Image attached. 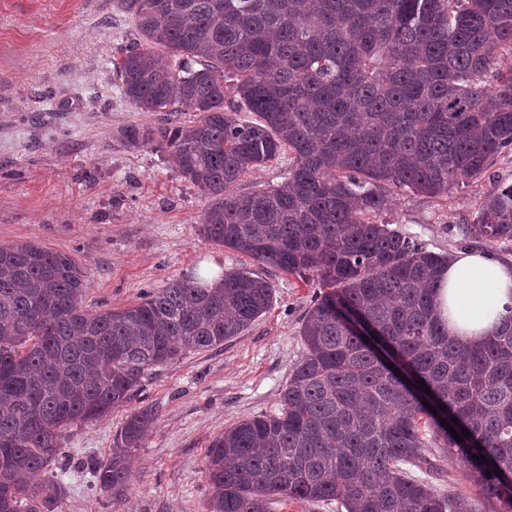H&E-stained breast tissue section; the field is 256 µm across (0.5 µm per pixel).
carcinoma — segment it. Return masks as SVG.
Instances as JSON below:
<instances>
[{
    "label": "carcinoma",
    "mask_w": 512,
    "mask_h": 512,
    "mask_svg": "<svg viewBox=\"0 0 512 512\" xmlns=\"http://www.w3.org/2000/svg\"><path fill=\"white\" fill-rule=\"evenodd\" d=\"M121 7L139 35L115 61L124 96L146 112L199 114L188 127L129 126L127 144L165 152L200 189L206 240L323 288L277 410L241 419L207 448L208 512H270L280 498L456 512L433 487L443 467L430 448L463 467L488 512H512V324L479 344L449 337L437 307L448 258L373 220L398 192L444 197L512 153V73H492L512 54V0ZM283 151L285 182L230 191ZM460 231L466 248L509 249L512 184L495 185ZM87 285L67 254L0 246V512H53L60 488L35 477L63 430L128 403L149 368L241 334L274 292L248 269L222 271L214 287L192 270L137 304L93 313L81 306ZM155 417L130 411L95 467L112 496L127 490V458ZM443 419L471 436L457 441Z\"/></svg>",
    "instance_id": "carcinoma-1"
}]
</instances>
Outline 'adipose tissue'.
Instances as JSON below:
<instances>
[{"label":"adipose tissue","mask_w":512,"mask_h":512,"mask_svg":"<svg viewBox=\"0 0 512 512\" xmlns=\"http://www.w3.org/2000/svg\"><path fill=\"white\" fill-rule=\"evenodd\" d=\"M449 336L476 344L512 321V260L461 250L448 259L438 290Z\"/></svg>","instance_id":"adipose-tissue-1"}]
</instances>
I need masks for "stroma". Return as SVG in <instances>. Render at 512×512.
<instances>
[{
  "instance_id": "1",
  "label": "stroma",
  "mask_w": 512,
  "mask_h": 512,
  "mask_svg": "<svg viewBox=\"0 0 512 512\" xmlns=\"http://www.w3.org/2000/svg\"><path fill=\"white\" fill-rule=\"evenodd\" d=\"M138 37L119 0H0V245L37 244L74 258L88 273L82 307L139 303L192 267L248 268L272 282L270 310L224 345L150 368L128 405L68 428L64 454L42 477L61 489L55 512H207L212 489L204 455L225 427L277 409L305 352L301 323L315 284L215 245L198 226L208 205L165 153L133 148L121 132L164 119L194 124L190 111L145 112L128 101L114 62ZM512 184V156L445 197L404 192L376 215L428 250H461L495 183ZM157 417L131 459V482L116 499L91 466L109 456L131 409ZM440 492L459 512H485L453 461Z\"/></svg>"
}]
</instances>
